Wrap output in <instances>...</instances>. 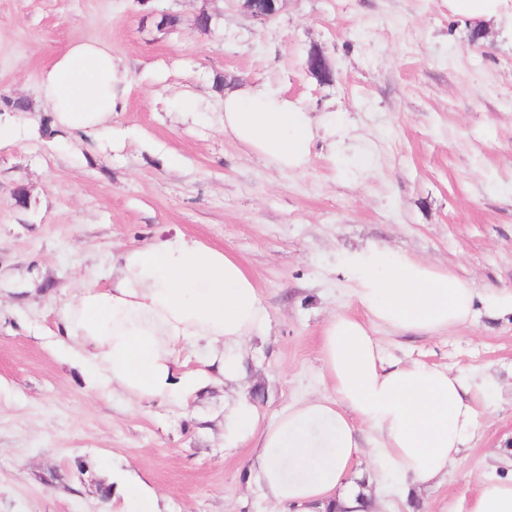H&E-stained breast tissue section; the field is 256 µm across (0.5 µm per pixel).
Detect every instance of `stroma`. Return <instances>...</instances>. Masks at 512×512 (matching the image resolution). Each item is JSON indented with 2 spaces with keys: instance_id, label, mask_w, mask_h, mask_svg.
Instances as JSON below:
<instances>
[{
  "instance_id": "1",
  "label": "stroma",
  "mask_w": 512,
  "mask_h": 512,
  "mask_svg": "<svg viewBox=\"0 0 512 512\" xmlns=\"http://www.w3.org/2000/svg\"><path fill=\"white\" fill-rule=\"evenodd\" d=\"M165 13L179 25L158 29ZM473 26L448 0H283L264 24L240 0H0V89L30 106L0 146V512H125L127 482L160 512H276L245 479L253 440L224 445L231 389L96 395L57 343L54 311L88 271L159 231L229 252L259 288L272 331L250 344L247 383L265 422L331 392L322 329L356 310L345 252L383 243L512 289V27L484 25L474 44ZM77 41L128 71L102 136L74 137L40 105L41 71ZM258 85L335 113L304 170L225 135V92ZM377 336L405 360L496 371L501 398L418 496L421 512H472L512 454V315L481 306L434 336Z\"/></svg>"
}]
</instances>
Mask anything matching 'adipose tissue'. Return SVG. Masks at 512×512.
Instances as JSON below:
<instances>
[{
  "instance_id": "obj_1",
  "label": "adipose tissue",
  "mask_w": 512,
  "mask_h": 512,
  "mask_svg": "<svg viewBox=\"0 0 512 512\" xmlns=\"http://www.w3.org/2000/svg\"><path fill=\"white\" fill-rule=\"evenodd\" d=\"M128 79L111 51L74 42L40 77L56 124L84 135L108 131L117 90ZM224 132L267 165L304 169L318 130L308 112L276 91L252 87L224 95ZM342 273L358 314L337 312L322 330L323 370L332 393L289 406L270 421L239 384L249 344L266 339L270 313L242 264L182 232L113 257L106 275L91 274L55 321L96 394L181 401L212 375L237 387L224 414L228 447L256 438L248 479L280 512H375L352 471L358 426L383 470L405 478L413 499L443 479L479 422L478 403L502 388L482 369L463 376L444 366L387 354L377 328L436 334L472 323L477 304L512 314V290L473 282L406 252L370 243L347 253ZM201 364L185 371L181 353Z\"/></svg>"
}]
</instances>
